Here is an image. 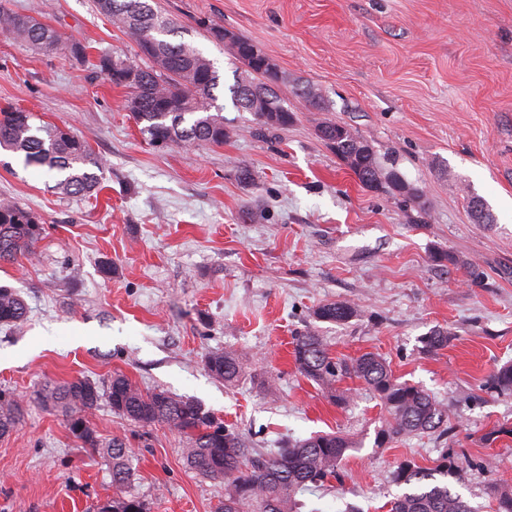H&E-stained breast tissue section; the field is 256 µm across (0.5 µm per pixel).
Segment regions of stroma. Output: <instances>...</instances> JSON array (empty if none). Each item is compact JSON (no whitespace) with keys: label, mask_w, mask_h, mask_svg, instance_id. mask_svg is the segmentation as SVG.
<instances>
[{"label":"stroma","mask_w":512,"mask_h":512,"mask_svg":"<svg viewBox=\"0 0 512 512\" xmlns=\"http://www.w3.org/2000/svg\"><path fill=\"white\" fill-rule=\"evenodd\" d=\"M221 76L216 106L236 136L203 148L157 147L125 108L126 93L98 72L104 53L136 59L135 42L95 0H0L86 47L85 60L34 53L0 34V109L18 108L72 131L104 162L101 189L65 196L38 169L0 153V198L39 217L32 258L0 263V284L28 305L17 329L0 328V389L24 420L0 437V512H97L111 500L112 465L88 452L66 419L34 398L45 383L127 376L145 391L195 398L258 452L341 431L359 443L326 489L303 494L302 512H388L391 480L410 460L433 466L460 448L459 492L494 512L490 481L512 485V396L485 391L512 361V0H155ZM219 25L253 42L285 74L279 94L293 120L258 137L232 104L242 65L209 34ZM325 99L314 109L298 87ZM344 122L392 153L422 188L427 218L401 197L363 188L316 134ZM255 183L244 186L241 167ZM478 195L494 215L474 223ZM444 251L455 263H437ZM111 262V275L102 272ZM360 314L316 321L326 301ZM452 334L422 352L431 330ZM317 331L337 358L382 355L400 380L448 405V433L379 448V402L355 379L352 399L300 375L293 338ZM253 363L232 386L213 379L215 351ZM278 378L267 387V374ZM87 419L100 439L130 449L131 494L150 512H216L222 482L187 465L183 435L142 426L100 401Z\"/></svg>","instance_id":"stroma-1"}]
</instances>
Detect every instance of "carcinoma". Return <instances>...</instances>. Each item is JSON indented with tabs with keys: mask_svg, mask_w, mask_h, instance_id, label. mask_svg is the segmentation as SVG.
<instances>
[{
	"mask_svg": "<svg viewBox=\"0 0 512 512\" xmlns=\"http://www.w3.org/2000/svg\"><path fill=\"white\" fill-rule=\"evenodd\" d=\"M106 8L112 24L125 34L137 35L136 45L146 58H158L162 68L142 67L133 61L103 54L97 69L112 79V65L135 72V79L116 83L127 92L128 100L138 102L133 117L141 132L157 146L197 147L222 145L237 134L224 127L221 112L207 111L215 100L214 90L220 75L212 61L191 44L173 42L179 26L150 3V0H96ZM0 31L7 33L36 52L58 48L75 59L85 56L79 42L65 44L52 27L19 16L0 7ZM235 59L246 67V78H237L230 88L237 110H246L242 82L264 90L276 77L256 61L250 41L232 35L229 42ZM291 112H279L276 119L254 120L258 135L288 126ZM318 136L356 176L365 188L374 192L399 195L412 201L419 212L425 211L420 195L404 191L408 181L397 171L382 166L373 145L345 123L328 118L318 126ZM0 149L23 161L26 167L39 168L54 180V189L66 195H91L100 187L103 163L88 145L69 130L38 125L35 116L20 109L0 110ZM470 211L479 224H492L494 218L485 201L473 196ZM39 219L16 202L0 200V261L14 262L30 258L43 235ZM24 299L12 287L0 285V325L16 327L26 319ZM358 315L355 304L346 301L318 305L313 316L320 322L346 324ZM450 333L444 328L431 330L422 338V351L435 355L448 347ZM294 362L305 378L334 393L336 404L346 405L350 395L336 389L346 378L357 379L379 400L384 411L375 443L382 446L407 437L437 432L448 420V407L423 388L401 382L382 356L366 352L358 357L340 359L331 356L323 337L306 331L294 339ZM251 358L234 351H216L205 360L208 373L227 385L237 382L250 368ZM485 389L512 396V363L493 368ZM107 397L112 411L142 426L164 423L185 436L189 466L200 475L224 481V503L218 512H299V493L320 487L337 476L346 453L356 443L342 432L316 434L293 439L282 448L253 457L245 438L229 428L204 405L193 398L177 397L165 390L143 392L127 377L116 374L104 386L82 377L41 387L35 397L42 404L65 416L71 433L87 451L106 449L112 460V500L98 512H147L139 497L127 493L130 480L126 442L114 439L102 443L88 425L84 413L95 409ZM20 408L13 394L0 389V436L18 428ZM458 454L444 448L432 467H421L411 460L398 465L392 481L408 490L390 501L389 512H476L470 502L456 491L449 480L461 482ZM484 494L495 512H512V486L489 483Z\"/></svg>",
	"mask_w": 512,
	"mask_h": 512,
	"instance_id": "carcinoma-1",
	"label": "carcinoma"
}]
</instances>
